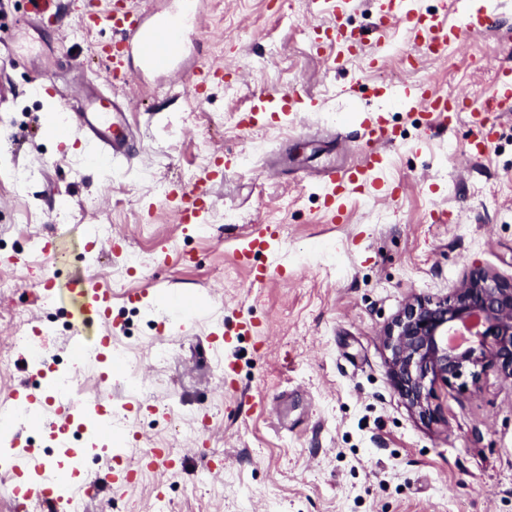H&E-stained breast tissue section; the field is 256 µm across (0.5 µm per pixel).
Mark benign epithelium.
Masks as SVG:
<instances>
[{
  "label": "benign epithelium",
  "instance_id": "benign-epithelium-1",
  "mask_svg": "<svg viewBox=\"0 0 512 512\" xmlns=\"http://www.w3.org/2000/svg\"><path fill=\"white\" fill-rule=\"evenodd\" d=\"M387 370L407 406L433 415L434 386L469 371L472 383L496 370L512 378V283L472 274L438 302L409 300L385 332Z\"/></svg>",
  "mask_w": 512,
  "mask_h": 512
}]
</instances>
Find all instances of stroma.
Returning a JSON list of instances; mask_svg holds the SVG:
<instances>
[{"instance_id": "stroma-1", "label": "stroma", "mask_w": 512, "mask_h": 512, "mask_svg": "<svg viewBox=\"0 0 512 512\" xmlns=\"http://www.w3.org/2000/svg\"><path fill=\"white\" fill-rule=\"evenodd\" d=\"M108 4L55 0L54 23L37 25L31 0H0V312L26 310L53 372L74 373V427L59 439L24 423L22 444L59 466L65 448L86 457L69 472L76 487L115 453L133 463L156 446L182 458L177 472L104 488L88 512H512V380L490 371L474 385H435V414L423 419L390 381L384 346L411 298H446L475 270L512 283V114L473 158L465 124L433 132L420 113L385 107L397 82L490 90L495 68L512 67V43L501 41L512 0L500 30L413 71L401 61L412 48L404 25L381 70L363 54L331 69L312 49L311 0H205L208 32L184 65L225 71L202 104L165 76L105 83L108 62L94 47L113 32L85 31L81 16ZM49 82L58 95L43 91ZM295 84L312 105L293 123L236 125L254 95ZM99 95L128 114V163L91 165L78 134L59 139L42 125L45 111ZM373 109L397 132L382 177L400 194L356 196L348 222L328 223L316 179L359 162L355 137ZM220 154L236 166L211 187L206 229L175 223L169 184L196 182ZM438 209L447 223H433ZM96 224L109 237L90 240ZM264 224L280 235L254 262L286 273L257 287L236 251ZM87 276L112 290L111 327L74 321L70 286ZM246 317L265 334H243ZM79 332L128 347L137 378L112 390L104 376L121 371L111 362L76 367ZM20 387L47 396L28 349L0 321V410L13 411Z\"/></svg>"}]
</instances>
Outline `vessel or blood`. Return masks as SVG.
Returning a JSON list of instances; mask_svg holds the SVG:
<instances>
[{
	"instance_id": "1",
	"label": "vessel or blood",
	"mask_w": 512,
	"mask_h": 512,
	"mask_svg": "<svg viewBox=\"0 0 512 512\" xmlns=\"http://www.w3.org/2000/svg\"><path fill=\"white\" fill-rule=\"evenodd\" d=\"M316 12L334 16V23L320 26L314 45L317 53L325 54L328 66H335L337 59L363 50L368 42L383 43L388 25L404 24L415 52L404 54L403 63L416 67L420 59L443 61L448 57L449 44L459 42L468 33L492 31L498 16L494 10H465L460 24L448 21L447 10L418 12L408 8L406 0H382L380 18L371 30L356 29L341 22L340 17L350 7V0H313ZM117 32V39L100 46L99 52L109 62L106 82L113 87L126 86L132 79L147 74L179 76L177 60L184 54L189 42L200 39L206 25L203 18L202 0H175L174 7L166 12L150 10L135 4L134 0H115L106 18L91 13L83 24L94 29L100 21ZM222 69L198 66L189 76L191 95L205 100L204 86L209 80L223 79ZM392 96L412 111H420L430 118L432 125L443 129L452 128L458 113L469 115L471 132L470 154L483 155L497 136L496 124L491 119L495 112H512V68H498L492 92L482 104H474L461 94L438 93L428 81L407 85L393 91ZM306 109V96L302 86L296 85L284 93H263L238 112L241 129H253L272 111L295 115ZM69 130L78 131L92 162L109 164L113 160L129 157L130 140L127 124L121 109L115 103L96 99L80 112L74 113L68 123ZM362 159L360 163L343 169H328L320 178L323 209L331 223L347 222L345 201L354 193L375 186V173L383 163L381 150L393 144L395 132L383 116L366 117L362 123ZM231 166L230 160L215 157L205 170V177L198 184L189 186L173 182L166 198L176 220L181 224L207 223L211 214L212 199L208 185L223 177ZM278 228L265 227L250 234L245 245L237 252L239 263L247 266L252 284L261 285L273 275L281 274V267L256 265L254 254L269 251L278 236ZM81 299L79 315L83 321H99L104 326L112 324V293L96 283L81 285L76 290ZM110 345L109 336L95 337L91 342L76 345L77 358L101 362ZM43 414H54L53 432H64L71 421L69 405L63 394L47 398L42 405ZM179 458L167 448L148 449L137 461L119 462L93 477L95 487L120 483L137 484L142 471H176ZM35 472L41 473L44 484L37 497L53 508H60L65 501L66 471L34 464Z\"/></svg>"
}]
</instances>
